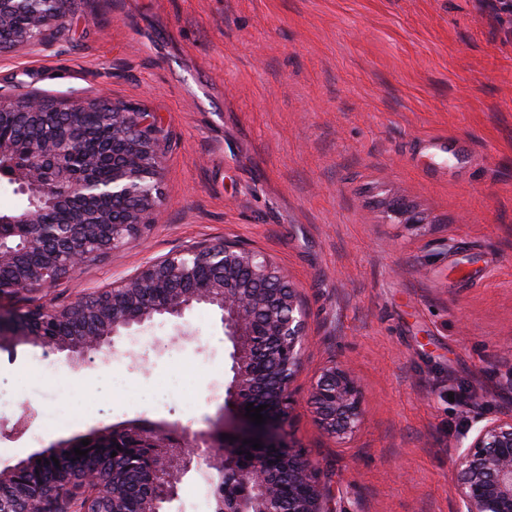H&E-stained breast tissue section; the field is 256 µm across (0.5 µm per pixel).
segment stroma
Wrapping results in <instances>:
<instances>
[{
  "label": "stroma",
  "instance_id": "1",
  "mask_svg": "<svg viewBox=\"0 0 512 512\" xmlns=\"http://www.w3.org/2000/svg\"><path fill=\"white\" fill-rule=\"evenodd\" d=\"M145 112L162 199L136 243L14 307H58L145 262L235 241L295 285L310 343L288 430L321 472L327 512H458L450 463L482 418L512 414V17L497 0H75L46 41L0 53V96ZM103 369L42 348L0 351L37 439L0 434V468L99 425L209 431L230 380L220 314L154 320ZM359 382L364 419L328 434L308 399L330 363ZM187 374L153 405L141 392ZM165 512H212L185 474Z\"/></svg>",
  "mask_w": 512,
  "mask_h": 512
}]
</instances>
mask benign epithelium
Segmentation results:
<instances>
[{"instance_id": "benign-epithelium-1", "label": "benign epithelium", "mask_w": 512, "mask_h": 512, "mask_svg": "<svg viewBox=\"0 0 512 512\" xmlns=\"http://www.w3.org/2000/svg\"><path fill=\"white\" fill-rule=\"evenodd\" d=\"M53 17L37 9V28L8 38L0 47H16L45 35L43 26ZM94 108L112 115V178L100 182L96 160L83 156L77 141L35 143L14 168L17 190L42 201L85 203L110 198L125 204L123 211L95 224L52 225L40 222L47 210L36 203L20 212H0V224L9 236L43 254L40 264L27 266L9 286L0 285V347L40 346L65 355L77 367H92L102 354L115 350L121 338L133 336L154 317L180 319L195 305L221 313L224 337L232 345V378L225 388V405L236 409L232 421L222 418L211 432H193L178 423L135 421L93 429L52 445L14 466L0 469V512H114L113 502L127 493L103 468L98 449H127L125 464L142 472V486L161 485L153 512L177 493L182 477L191 470L202 475L217 494L214 512H282L274 500L273 477L264 451L284 450L291 483L304 495L288 503V512H325L320 473L287 440L285 423L291 403V383L307 343L306 314L286 273L265 256L233 243L192 247L144 265L132 278L110 290L82 297L62 307L6 309L3 300L38 288L50 287L74 273L86 261L130 241L139 227L150 222L160 195L162 155L159 144L145 133L144 113L101 100L82 105L50 101L37 95L0 97V157L16 146L6 125L19 113L72 112ZM0 230V272L24 263L26 251L6 247ZM213 271L210 280L195 284L199 267ZM164 291L159 307L144 308L143 297ZM56 327L45 336L42 328ZM310 401L322 428L338 436L352 433L362 419L357 380L343 367H325L310 391ZM261 405L266 423L245 417L246 406ZM231 435L235 440L222 438ZM256 438L262 447L243 461L240 451ZM90 444L82 445V440ZM70 448L88 450L81 465L63 483L33 485L21 469L41 464ZM451 475L460 512H512V415L494 417L476 426L452 461Z\"/></svg>"}]
</instances>
